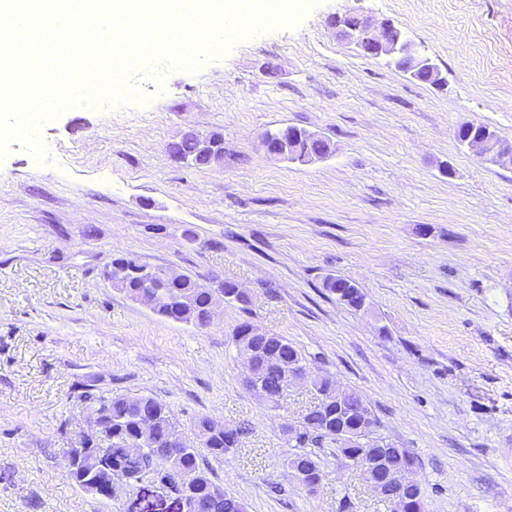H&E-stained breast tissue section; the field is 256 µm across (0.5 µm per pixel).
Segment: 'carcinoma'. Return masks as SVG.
Instances as JSON below:
<instances>
[{
	"label": "carcinoma",
	"mask_w": 512,
	"mask_h": 512,
	"mask_svg": "<svg viewBox=\"0 0 512 512\" xmlns=\"http://www.w3.org/2000/svg\"><path fill=\"white\" fill-rule=\"evenodd\" d=\"M174 155L190 158L197 165L208 164V156L201 153L194 139L183 138L169 146ZM150 267L132 257H118L112 260V287L125 293L133 300L145 305L156 314L179 323L191 324L198 328L208 325V313L216 294L224 301L245 305L249 298L244 293L232 294L234 283L224 282L220 288H207L190 275L183 274L171 283L156 280L153 285L145 284L144 276ZM354 287L343 278L327 277L322 288L336 296L339 303L354 310L359 306L354 299L344 300L343 292ZM234 341L254 363L252 374L261 382L269 402L277 405L276 395L281 393L289 368H306V359L287 338L267 336L248 323L240 326ZM314 405L300 417L298 425L288 427V441L298 451L287 458L313 486L321 481V470L316 456L307 447L318 445L323 440H335L336 416L344 418L353 428L362 420L379 427L378 420L364 399L356 392L336 390V383L321 378L311 384ZM80 401L88 414L106 413L109 418L107 436L112 438V472L122 474L126 481L136 482L147 473L170 481L174 486H183L192 500L193 512H245L244 504L226 494L207 474L208 459L222 461L235 453L243 430L230 432L212 431L207 428L208 418H201L197 428L201 437L200 447L181 448L180 423L170 409L151 396L131 400L121 396L95 393L85 387L79 394ZM134 446L138 452L129 454L125 448ZM74 462L64 457V468L69 477L86 492H94L92 482L96 478L93 466L86 465L71 471Z\"/></svg>",
	"instance_id": "1"
}]
</instances>
